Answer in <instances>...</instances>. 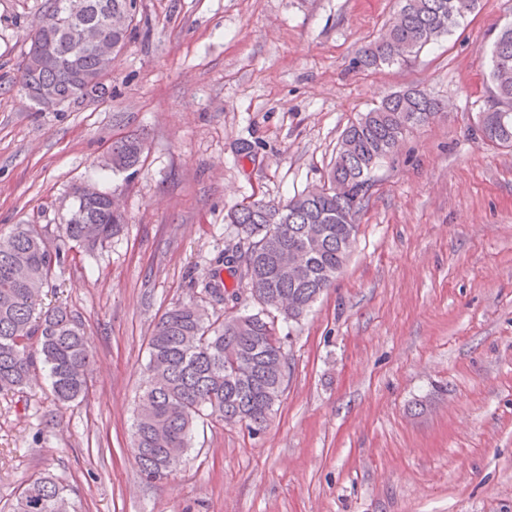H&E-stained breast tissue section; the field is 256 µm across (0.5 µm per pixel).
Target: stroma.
I'll return each instance as SVG.
<instances>
[{"label": "stroma", "instance_id": "stroma-1", "mask_svg": "<svg viewBox=\"0 0 512 512\" xmlns=\"http://www.w3.org/2000/svg\"><path fill=\"white\" fill-rule=\"evenodd\" d=\"M49 4L0 0V238L28 224L57 243L79 183L116 192L126 224L41 295L80 320L90 388L60 407L38 371L0 392V512L46 475L76 512H512V149L474 127L512 0H477L411 64L376 69L353 58L399 0H137L106 95L40 111L18 68ZM410 87L444 110L376 171L334 287L282 325L267 429L213 421L145 482L130 448L154 324L190 299L230 309L206 291L217 272L249 301L222 267L240 246L226 214L323 185L343 130ZM131 134L137 174L106 171Z\"/></svg>", "mask_w": 512, "mask_h": 512}]
</instances>
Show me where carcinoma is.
<instances>
[{"instance_id": "carcinoma-1", "label": "carcinoma", "mask_w": 512, "mask_h": 512, "mask_svg": "<svg viewBox=\"0 0 512 512\" xmlns=\"http://www.w3.org/2000/svg\"><path fill=\"white\" fill-rule=\"evenodd\" d=\"M88 0L85 26L66 14V0H53L32 39L51 44L40 59L28 49L20 67L19 90L39 109L53 98L74 102L102 88L94 35L112 37L122 51L130 25L116 15L136 11V0H110L112 10ZM477 0H401L384 34L361 48V68L404 65L428 45L449 34ZM491 95L476 131L485 142L512 147V26L502 28L490 49ZM444 106L424 91L409 88L386 97L342 133L328 175L347 191H303L286 202L263 198L228 214L247 248L224 256L242 266L257 311L232 307L214 318L202 316L189 300L166 308L148 337L147 381L132 424V451L149 482L168 478L185 461L198 424L206 417L234 419L249 433L262 431L280 403L287 367L278 321L299 322L320 295L332 287L356 233L355 217L368 198L372 173L398 145L402 129L429 122ZM143 140L112 143L108 165L135 169ZM72 203L59 238L79 247L103 245L121 232L125 217L100 195L71 188ZM63 263L28 225L19 224L0 242V390H21L36 365L45 371L55 400L67 404L86 396L91 352L80 324L62 306L37 311L55 268ZM179 452L172 467L171 449ZM72 489L53 476L39 477L19 493L13 512H73Z\"/></svg>"}]
</instances>
